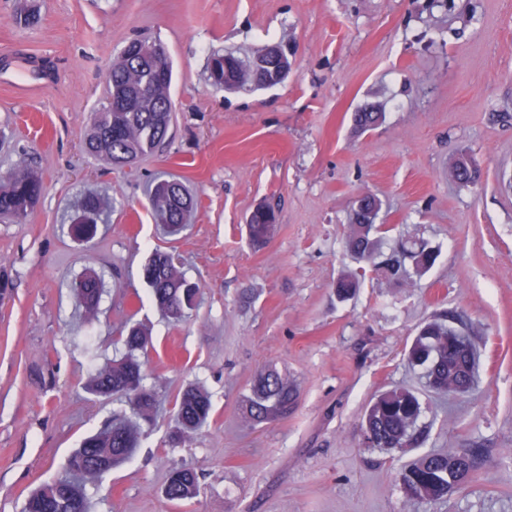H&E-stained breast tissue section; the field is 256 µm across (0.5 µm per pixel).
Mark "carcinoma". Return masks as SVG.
Returning <instances> with one entry per match:
<instances>
[{
  "mask_svg": "<svg viewBox=\"0 0 512 512\" xmlns=\"http://www.w3.org/2000/svg\"><path fill=\"white\" fill-rule=\"evenodd\" d=\"M140 48L139 55H123L112 65L106 105L93 114L91 132L85 143L89 152L111 164L121 157L135 160L153 151L169 133L173 64H168L167 73L160 77L152 65V57L154 51L163 52L165 48L146 39L140 43ZM209 79L213 85L227 90L247 86L252 92L267 87L264 82L255 83L252 77L245 75L240 77L237 86H226L221 78L212 75ZM121 94L127 106L114 112L112 106ZM42 192V180L34 172L11 177L7 184H0V215L23 220L37 205ZM151 203L160 223L177 233L183 228L195 199L181 182L163 180L155 185ZM101 210V203L93 197L83 202L81 211L71 218L70 231L74 238L85 243L94 238ZM272 229L273 225L251 215L250 244L258 248L265 245ZM380 229L381 225L374 223V219L355 211L345 241L349 253L367 262L386 279L401 283L434 265L436 252L423 241L407 240L389 253L382 252L374 238V233ZM143 275L157 309L165 317L179 321L194 306L198 288L185 278L169 256L155 255L144 267ZM357 288L359 279L353 272L342 274L336 281V295L342 300L352 297ZM103 291V282L95 273L85 275L75 284V292L88 317L97 316ZM121 342V356L97 370L86 385V391L104 400H126L136 420L116 415L85 438L67 457L62 474L28 497L23 512H89L87 485L101 482L113 469L129 460L138 447L140 421L150 417L155 405V393L146 385L145 361L141 359V354L151 346V338L140 326L133 325L121 337ZM477 355V345L468 330L432 320L418 330L407 360L423 369L431 389L465 396L475 389ZM297 399V390L288 375L269 368L257 377L244 396L242 409L250 422L261 424L287 416ZM422 413V402L413 390L404 387L387 390L378 395L364 413L361 425L364 442L373 448L398 453L420 448L427 439L425 428L419 425ZM210 414L209 396L196 386L186 387L175 404L178 433L200 429L208 422ZM477 460V453L471 448L446 453L425 452L402 469V489L411 499L426 503L444 501L472 476ZM197 492L195 473L182 465H174L165 496L171 501H183L196 497Z\"/></svg>",
  "mask_w": 512,
  "mask_h": 512,
  "instance_id": "1",
  "label": "carcinoma"
}]
</instances>
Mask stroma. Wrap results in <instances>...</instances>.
<instances>
[{
	"label": "stroma",
	"mask_w": 512,
	"mask_h": 512,
	"mask_svg": "<svg viewBox=\"0 0 512 512\" xmlns=\"http://www.w3.org/2000/svg\"><path fill=\"white\" fill-rule=\"evenodd\" d=\"M33 6L36 26L17 25ZM137 38L174 65L170 137L134 164L88 154L108 70ZM288 46L283 83L257 92L209 84L215 52ZM30 92L19 95L18 82ZM381 112L360 131L357 112ZM466 154L481 177L460 186ZM36 171L45 192L19 223L0 220V512H22L69 452L127 403L85 383L133 323L151 336L157 408L134 458L88 486L92 512H512V0H0V176ZM172 175L198 204L179 235L156 224L148 187ZM89 194L110 211L87 244L68 233ZM382 202L385 249L417 239L434 267L396 286L363 270L343 239L359 197ZM276 215L261 248L247 223ZM178 255L197 283L181 322L155 307L142 268ZM103 274L87 319L71 286ZM361 271L346 302L337 279ZM459 318L480 351L475 391H430L404 353L424 321ZM273 366L296 384L293 411L246 423L239 405ZM211 397L209 423L176 437L187 384ZM419 392L423 449L371 448L361 418L379 392ZM482 451L461 490L407 498L402 463L421 450ZM199 492L164 489L173 465ZM198 482L195 473L182 465H174L165 487V496L171 501H183L196 497Z\"/></svg>",
	"instance_id": "1"
}]
</instances>
